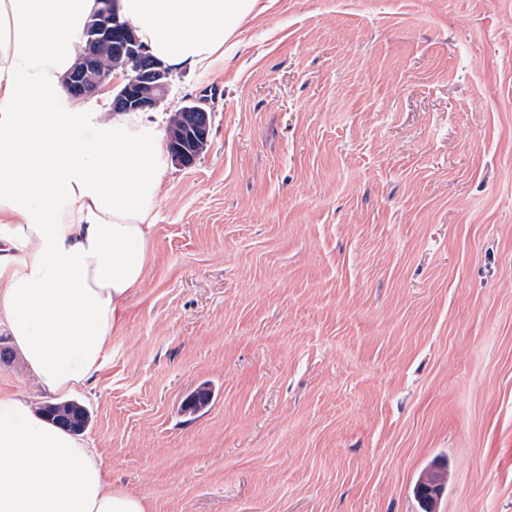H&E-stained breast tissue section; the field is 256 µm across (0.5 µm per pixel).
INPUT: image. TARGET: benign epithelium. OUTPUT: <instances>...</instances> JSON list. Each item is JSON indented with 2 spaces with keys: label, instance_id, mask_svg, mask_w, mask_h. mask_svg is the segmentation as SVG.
<instances>
[{
  "label": "benign epithelium",
  "instance_id": "obj_1",
  "mask_svg": "<svg viewBox=\"0 0 512 512\" xmlns=\"http://www.w3.org/2000/svg\"><path fill=\"white\" fill-rule=\"evenodd\" d=\"M107 53L112 55V67L102 70L99 60ZM117 69L124 73L125 83L112 99L113 111L152 110L166 97L171 70L149 53L129 23L120 21L111 0H103L86 28L76 64L64 77V88L75 99L95 96L112 86ZM209 132L210 116L204 102L194 100L183 106L167 128L166 148L171 159L184 167L192 165L206 149Z\"/></svg>",
  "mask_w": 512,
  "mask_h": 512
}]
</instances>
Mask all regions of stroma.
Listing matches in <instances>:
<instances>
[{
	"label": "stroma",
	"instance_id": "1",
	"mask_svg": "<svg viewBox=\"0 0 512 512\" xmlns=\"http://www.w3.org/2000/svg\"><path fill=\"white\" fill-rule=\"evenodd\" d=\"M158 114L148 276L77 394L152 512H512V0H273ZM209 402L186 410L197 391ZM0 390L46 398L0 330ZM204 102L194 100L173 115L167 128L166 148L172 160L191 166L206 149L210 132V116Z\"/></svg>",
	"mask_w": 512,
	"mask_h": 512
}]
</instances>
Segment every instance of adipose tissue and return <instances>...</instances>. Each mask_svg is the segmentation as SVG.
<instances>
[{
    "label": "adipose tissue",
    "instance_id": "obj_1",
    "mask_svg": "<svg viewBox=\"0 0 512 512\" xmlns=\"http://www.w3.org/2000/svg\"><path fill=\"white\" fill-rule=\"evenodd\" d=\"M98 0H0V328L46 395L94 387L148 274L167 175L148 112L70 100L62 79ZM168 67L223 55L259 0H116ZM0 512H151L85 437L0 391Z\"/></svg>",
    "mask_w": 512,
    "mask_h": 512
}]
</instances>
